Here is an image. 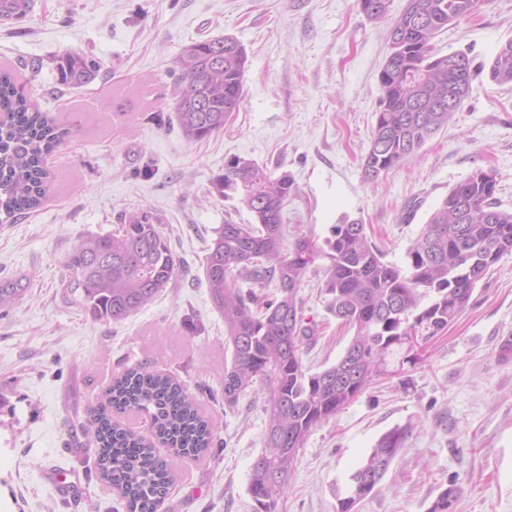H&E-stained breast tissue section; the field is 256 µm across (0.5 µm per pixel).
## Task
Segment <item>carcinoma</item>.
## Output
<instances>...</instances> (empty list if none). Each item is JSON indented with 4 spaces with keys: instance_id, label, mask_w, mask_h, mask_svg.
Instances as JSON below:
<instances>
[{
    "instance_id": "1",
    "label": "carcinoma",
    "mask_w": 512,
    "mask_h": 512,
    "mask_svg": "<svg viewBox=\"0 0 512 512\" xmlns=\"http://www.w3.org/2000/svg\"><path fill=\"white\" fill-rule=\"evenodd\" d=\"M390 2L357 0L369 20L389 22L390 52L379 73L376 122L362 164L368 180L407 162L448 125L477 75L467 54L442 55L432 45L438 32L468 19L477 0H407L395 18L389 17ZM247 62L245 48L230 36L182 48L174 112L185 138L207 139L239 111ZM98 68L83 54L57 61L60 81L71 87L88 83ZM490 77L512 82L511 40L492 59ZM69 135L55 117L31 111L25 86L12 71L0 70L1 224L43 203L52 180L44 160ZM212 185L254 218L252 224L226 219L215 228L203 268L232 346L224 402L235 404L257 383L263 394V450L251 465L248 492L257 512H278L310 432L379 377L419 364L422 350L411 348L412 341L426 342L448 328L491 267L512 255V210L497 198V178L474 173L448 192L397 263L385 260L362 224L334 226L322 246L300 235L284 247L282 210L293 193L286 174L231 159ZM157 223L149 211L133 213L117 230L87 236L68 256L64 288L95 320L128 318L173 279L178 262ZM320 260L327 261V310L354 333L336 362L312 373L303 365L302 346L314 330L305 322L298 290ZM271 285L273 299L252 290ZM130 410L146 416L155 436L180 456L211 450V425L177 379L139 365L115 377L91 409L100 480L123 489L127 512H157L175 471L146 437L112 421V414ZM406 439L400 428L382 436L337 493L336 512H356ZM458 494L454 486L443 489L428 512H453Z\"/></svg>"
}]
</instances>
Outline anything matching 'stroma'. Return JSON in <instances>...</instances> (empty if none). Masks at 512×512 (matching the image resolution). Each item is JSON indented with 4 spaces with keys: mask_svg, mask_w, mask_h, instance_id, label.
Segmentation results:
<instances>
[{
    "mask_svg": "<svg viewBox=\"0 0 512 512\" xmlns=\"http://www.w3.org/2000/svg\"><path fill=\"white\" fill-rule=\"evenodd\" d=\"M230 35L248 63L244 100L223 130L201 141L179 131L173 96L184 45ZM512 39V0H479L473 16L434 39L439 53L468 54L481 72L463 107L408 163L365 180L362 159L389 53L386 24L356 0H37L26 18L0 22V68L15 72L35 107L71 129L48 158L46 199L0 231V283L20 295L0 309V512H126L95 469L90 410L114 375L139 364L173 374L212 425L214 446L181 458L157 512H255L247 492L263 447L261 391L224 402L232 358L212 305L203 258L225 215L215 177L240 158L288 174L286 242L324 241L336 224H364L386 260H403L430 214L474 171L494 170L512 209V83L487 69ZM80 53L100 69L62 85L59 56ZM147 210L181 266L151 303L125 320H94L61 283L64 260L89 235ZM324 269L299 295L315 337L302 347L316 372L351 337L327 311ZM512 255L479 283L466 310L425 346L421 362L380 377L299 452L279 512H336V489L396 427L406 442L358 512H427L448 486L454 512H512ZM78 471L61 498L44 471Z\"/></svg>",
    "mask_w": 512,
    "mask_h": 512,
    "instance_id": "35a3bbf8",
    "label": "stroma"
}]
</instances>
